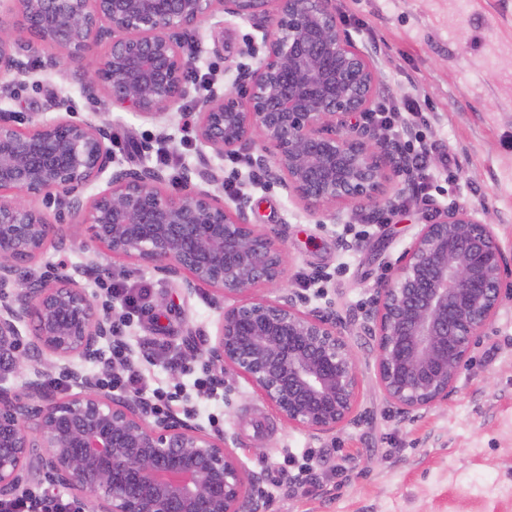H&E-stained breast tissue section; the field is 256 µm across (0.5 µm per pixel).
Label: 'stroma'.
<instances>
[{"mask_svg":"<svg viewBox=\"0 0 512 512\" xmlns=\"http://www.w3.org/2000/svg\"><path fill=\"white\" fill-rule=\"evenodd\" d=\"M354 44L381 73V99L414 101L423 119L414 134L434 145L436 156L454 163L429 193L400 198L395 207L344 209L341 219L308 212L280 188H266L246 154L210 155L194 131L200 100L211 88L235 87L238 65L257 59L239 50L260 41L259 21L224 15L206 20L187 40L194 49L190 97L153 116L112 106L106 94L89 98L81 66L60 61L34 67L0 97V109L50 122L61 112L49 99L67 100L74 120L109 125L112 152L123 167L164 165L170 193L187 191V171L207 165L211 191L251 196L254 223L288 228L290 256L282 288L307 296L311 305L335 310L358 355L363 382L355 421L334 435L316 438L293 428L242 377L220 374L232 403L208 397L197 384L209 375L204 358L213 345L221 301L210 288L189 292L147 264L111 259L88 224H74L32 265L34 275L76 276L97 305L119 317L121 305L88 272L98 262L146 289L143 308L122 332L130 363L153 386L177 394L171 413L193 414L196 423L224 435L242 463L262 474L267 512H512V300L480 338L457 382L447 410L402 418L380 388L374 371V340L355 323L376 282L399 266L424 224L453 205L478 219L492 215L494 230L512 256V0H336ZM411 134V135H414ZM411 135L403 133L400 143ZM349 248H342V241ZM265 456H256V449ZM327 448L334 466L316 465L305 484L281 486L278 465L289 451Z\"/></svg>","mask_w":512,"mask_h":512,"instance_id":"obj_1","label":"stroma"}]
</instances>
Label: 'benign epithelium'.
Instances as JSON below:
<instances>
[{"label":"benign epithelium","instance_id":"benign-epithelium-1","mask_svg":"<svg viewBox=\"0 0 512 512\" xmlns=\"http://www.w3.org/2000/svg\"><path fill=\"white\" fill-rule=\"evenodd\" d=\"M3 11L27 37L0 25L1 76L27 74L45 46L70 62L102 52L81 74L87 95L103 90L112 105L142 115L191 95L187 31L218 11L262 19V58L240 71L236 90L215 89L200 103L198 139L220 156L251 150L265 185L313 212L394 206L385 188L407 175L406 154L357 120L381 79L343 28L336 0H0ZM110 144L105 125L60 118L23 128L16 113H0V287L79 219L108 257L218 293L224 309L208 361L242 376L288 424L324 436L354 421L362 372L343 327L299 292L258 293L283 280L286 226L252 223L251 197L224 202L204 187L205 168L189 192H164L162 168L116 167ZM107 171V188L85 199ZM511 264L492 224L452 207L376 284L359 327L375 338L378 382L403 417L448 406L479 337L512 299ZM29 322L33 349L54 354L76 388L66 399L43 391L31 351L15 346ZM111 335L109 318L72 277L26 279L0 304V356L30 373L26 396L0 388V497L17 494L35 466L92 499L94 512H265L261 475L224 436L154 415L135 394L114 397L71 366L76 356L103 358Z\"/></svg>","mask_w":512,"mask_h":512}]
</instances>
